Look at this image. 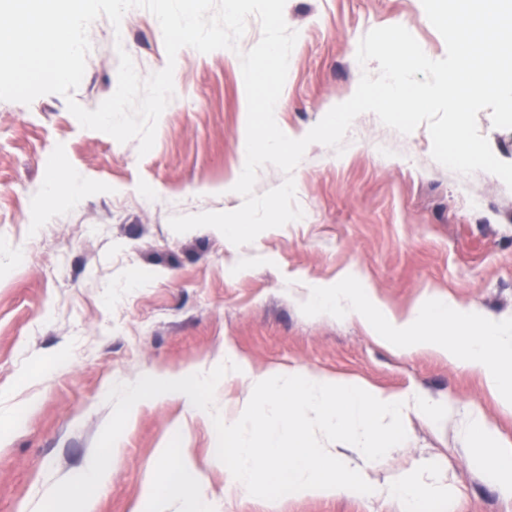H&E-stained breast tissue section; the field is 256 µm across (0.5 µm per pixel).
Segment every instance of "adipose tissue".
<instances>
[{
	"label": "adipose tissue",
	"instance_id": "obj_1",
	"mask_svg": "<svg viewBox=\"0 0 512 512\" xmlns=\"http://www.w3.org/2000/svg\"><path fill=\"white\" fill-rule=\"evenodd\" d=\"M464 434L472 452L488 451L498 459L493 479L501 488L512 492V448L496 445L492 429L475 413L467 418ZM159 457L164 469L160 479L149 487L146 512H162V504L172 499L181 501L183 512H211L193 462L179 449L171 447L161 449Z\"/></svg>",
	"mask_w": 512,
	"mask_h": 512
}]
</instances>
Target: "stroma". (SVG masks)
Listing matches in <instances>:
<instances>
[{
	"instance_id": "obj_1",
	"label": "stroma",
	"mask_w": 512,
	"mask_h": 512,
	"mask_svg": "<svg viewBox=\"0 0 512 512\" xmlns=\"http://www.w3.org/2000/svg\"><path fill=\"white\" fill-rule=\"evenodd\" d=\"M284 17L298 39L275 120L294 139L348 100L362 73H377V62L356 59L369 30L401 25L430 58L446 52L421 0H286ZM89 37L73 97L90 110L117 87L118 49L144 78L168 63L160 25L141 8L117 29L99 17ZM260 37L252 17L238 51L178 52L175 93L143 156L137 141L81 127L61 95L0 101V419L30 409L24 428L0 435V512H35L86 465L114 384L208 365L228 350L256 373L305 368L452 402L439 424L409 412L406 441L370 462V477L383 484L435 462L453 494L449 512H512V493L489 476L493 458L472 453L462 433L477 409L512 446V412L479 372L430 352H391L358 319L300 310L307 288L351 271L398 313L429 292L512 318V190L500 178L457 174L433 160L427 126L403 135L366 112L343 153L311 144L289 176L301 219L241 247L211 227L170 228L172 216L242 203L224 192L246 140L238 53ZM74 180L75 194H51V183ZM212 428L183 401H142L93 512H143L169 442L200 470L214 512H404L385 495L226 493L210 464Z\"/></svg>"
}]
</instances>
